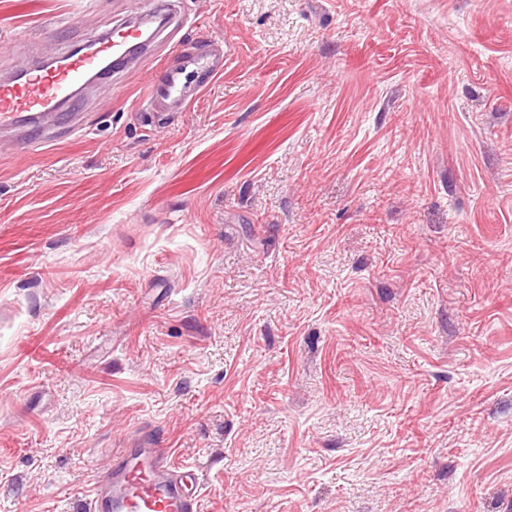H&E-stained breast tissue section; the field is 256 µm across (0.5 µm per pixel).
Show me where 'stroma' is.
Returning <instances> with one entry per match:
<instances>
[{"instance_id": "stroma-1", "label": "stroma", "mask_w": 512, "mask_h": 512, "mask_svg": "<svg viewBox=\"0 0 512 512\" xmlns=\"http://www.w3.org/2000/svg\"><path fill=\"white\" fill-rule=\"evenodd\" d=\"M129 0H0V75ZM81 130L0 147V512H87L132 441L200 512H512V0H184Z\"/></svg>"}]
</instances>
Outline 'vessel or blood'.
<instances>
[{"label":"vessel or blood","mask_w":512,"mask_h":512,"mask_svg":"<svg viewBox=\"0 0 512 512\" xmlns=\"http://www.w3.org/2000/svg\"><path fill=\"white\" fill-rule=\"evenodd\" d=\"M180 0H141L108 33L93 36L84 53H65L60 64L28 59L0 77V131L13 132L21 149L51 143L76 132L65 113L75 111L87 78L133 68L170 45L173 58L151 78L140 109L156 115L189 111L205 85L222 79L231 46L184 44ZM204 76L197 84L195 76ZM166 448H124L93 483L88 512H199L200 477L194 468L173 466Z\"/></svg>","instance_id":"1"}]
</instances>
